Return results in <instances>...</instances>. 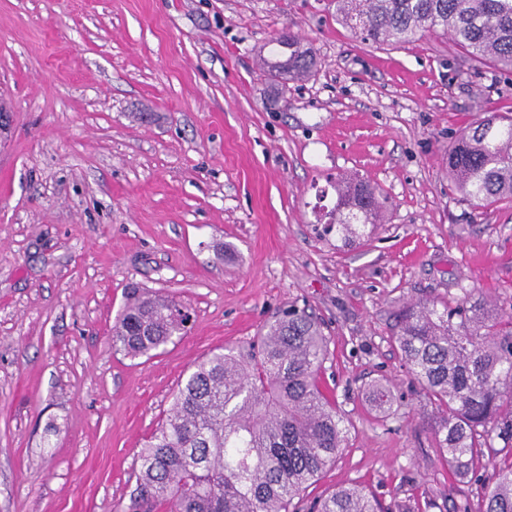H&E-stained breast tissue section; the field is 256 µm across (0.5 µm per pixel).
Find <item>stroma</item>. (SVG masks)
Returning a JSON list of instances; mask_svg holds the SVG:
<instances>
[{"label":"stroma","mask_w":512,"mask_h":512,"mask_svg":"<svg viewBox=\"0 0 512 512\" xmlns=\"http://www.w3.org/2000/svg\"><path fill=\"white\" fill-rule=\"evenodd\" d=\"M285 28L321 67L284 88L260 51ZM0 112V512H112L191 365L292 304L324 323L349 422L296 512L352 484L393 512H482L392 325L467 290L512 304V201H463L446 155L512 113V79L438 34L362 42L330 0H0ZM350 176L384 207L348 243L331 219ZM132 288L193 310L150 358L112 346Z\"/></svg>","instance_id":"1"}]
</instances>
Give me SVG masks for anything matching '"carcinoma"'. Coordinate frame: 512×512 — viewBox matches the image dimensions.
I'll use <instances>...</instances> for the list:
<instances>
[{
	"label": "carcinoma",
	"instance_id": "cac0c4a2",
	"mask_svg": "<svg viewBox=\"0 0 512 512\" xmlns=\"http://www.w3.org/2000/svg\"><path fill=\"white\" fill-rule=\"evenodd\" d=\"M336 21L364 42L405 44L441 33L471 62L512 73V0H333ZM288 39V57L281 40ZM263 68L281 85L317 72L315 49L283 30ZM448 179L481 207L512 199V117L491 112L448 144ZM336 224L348 236L382 202L366 181L336 184ZM189 310L144 293L112 326V345L149 356L186 332ZM394 338L427 400L438 410L437 448L459 476H479L483 449L502 443L507 460L484 488L483 512H512V308L465 293L452 303L415 301L398 313ZM328 344L321 324L290 306L257 340L210 351L195 362L170 409L137 455L135 485L115 512H290L335 463L347 418L321 388ZM318 512H383L364 487H339Z\"/></svg>",
	"mask_w": 512,
	"mask_h": 512
}]
</instances>
